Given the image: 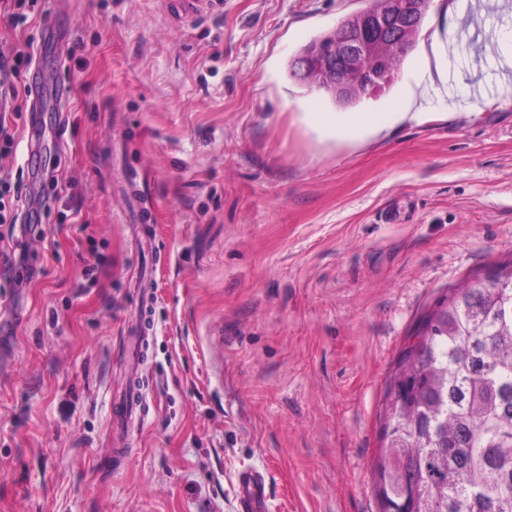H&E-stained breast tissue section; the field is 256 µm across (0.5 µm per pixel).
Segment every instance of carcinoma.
Returning a JSON list of instances; mask_svg holds the SVG:
<instances>
[{
    "instance_id": "cac0c4a2",
    "label": "carcinoma",
    "mask_w": 512,
    "mask_h": 512,
    "mask_svg": "<svg viewBox=\"0 0 512 512\" xmlns=\"http://www.w3.org/2000/svg\"><path fill=\"white\" fill-rule=\"evenodd\" d=\"M451 288L396 362L382 512H512V260Z\"/></svg>"
}]
</instances>
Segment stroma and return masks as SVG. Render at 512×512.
<instances>
[{
    "instance_id": "1",
    "label": "stroma",
    "mask_w": 512,
    "mask_h": 512,
    "mask_svg": "<svg viewBox=\"0 0 512 512\" xmlns=\"http://www.w3.org/2000/svg\"><path fill=\"white\" fill-rule=\"evenodd\" d=\"M37 0L39 152L87 229L50 215L41 274L0 281V512H381L395 364L426 311L512 259V0H433L392 112L353 138L290 58L359 0ZM430 107L429 121L411 115ZM456 111L447 121L443 112ZM150 328L146 418L114 439L123 343ZM216 5H224L222 0H175L176 12L185 20L192 21L203 17ZM240 483L243 486V503L246 512L256 510L255 502L259 492L264 487V478L260 474L246 472L240 477Z\"/></svg>"
}]
</instances>
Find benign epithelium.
<instances>
[{"label": "benign epithelium", "instance_id": "obj_1", "mask_svg": "<svg viewBox=\"0 0 512 512\" xmlns=\"http://www.w3.org/2000/svg\"><path fill=\"white\" fill-rule=\"evenodd\" d=\"M431 0H374L365 14H349L338 24L334 38L308 45L299 58L302 80L337 97L379 91L391 79L388 71L375 72L370 60L383 56L384 43L405 52L422 26Z\"/></svg>", "mask_w": 512, "mask_h": 512}]
</instances>
